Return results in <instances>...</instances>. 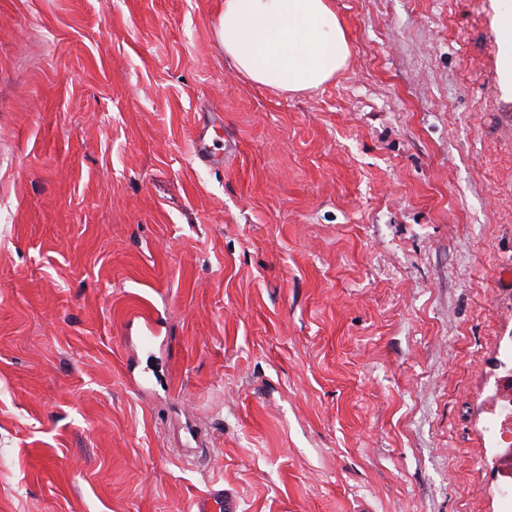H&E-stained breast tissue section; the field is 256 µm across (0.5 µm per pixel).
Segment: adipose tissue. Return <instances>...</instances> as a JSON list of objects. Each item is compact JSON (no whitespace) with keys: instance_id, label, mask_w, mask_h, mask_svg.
<instances>
[{"instance_id":"adipose-tissue-1","label":"adipose tissue","mask_w":512,"mask_h":512,"mask_svg":"<svg viewBox=\"0 0 512 512\" xmlns=\"http://www.w3.org/2000/svg\"><path fill=\"white\" fill-rule=\"evenodd\" d=\"M216 34L240 76L282 93L323 86L349 55L332 0H224Z\"/></svg>"}]
</instances>
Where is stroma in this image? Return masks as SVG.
I'll return each mask as SVG.
<instances>
[{
	"label": "stroma",
	"mask_w": 512,
	"mask_h": 512,
	"mask_svg": "<svg viewBox=\"0 0 512 512\" xmlns=\"http://www.w3.org/2000/svg\"><path fill=\"white\" fill-rule=\"evenodd\" d=\"M333 4L287 94L224 0H0V512H502L512 0ZM194 512H239L235 493L223 486H211L195 500Z\"/></svg>",
	"instance_id": "obj_1"
}]
</instances>
